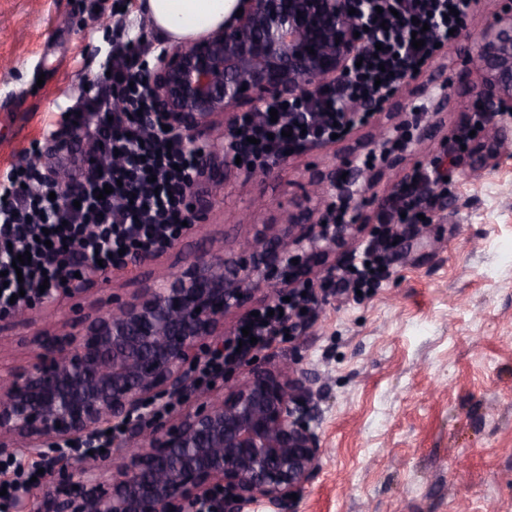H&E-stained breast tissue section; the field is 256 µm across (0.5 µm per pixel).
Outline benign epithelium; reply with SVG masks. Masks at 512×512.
Here are the masks:
<instances>
[{
    "mask_svg": "<svg viewBox=\"0 0 512 512\" xmlns=\"http://www.w3.org/2000/svg\"><path fill=\"white\" fill-rule=\"evenodd\" d=\"M361 3L368 0H237L217 30L160 52L145 82L157 115L192 140L219 116L233 123L242 104L336 81L362 44L354 37L363 29ZM478 68L475 97L511 111V7L487 20ZM318 188L321 220L302 224L290 214L274 233L241 241L233 256L207 247L112 309L36 337L39 357L11 371L0 390V456L50 455L48 489L22 495V512H185L218 489L219 512L292 506L290 494L314 478L322 455L309 424L310 379L294 364L268 370L244 354L249 375L216 395L196 388L197 406L174 425L150 403L187 390L189 368L222 349L224 318H247L256 291L273 298L310 279L362 230L336 223V205L357 210L373 201L371 177L334 167ZM117 426L125 427L128 460L110 471L89 468L100 459L98 435Z\"/></svg>",
    "mask_w": 512,
    "mask_h": 512,
    "instance_id": "1",
    "label": "benign epithelium"
}]
</instances>
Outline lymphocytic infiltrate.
Wrapping results in <instances>:
<instances>
[{
  "mask_svg": "<svg viewBox=\"0 0 512 512\" xmlns=\"http://www.w3.org/2000/svg\"><path fill=\"white\" fill-rule=\"evenodd\" d=\"M477 0H371L367 10L361 66L349 67L341 80L308 98L261 104L239 115L237 131L224 149L226 163H243L263 169L285 154L331 143L367 124L381 101L399 90L414 71L422 69L437 46L454 43V30L474 10ZM426 23L425 32L415 30ZM423 45L413 48V36ZM141 41L113 46L102 64L103 74L89 81L69 106V118L47 130L46 139L83 135L91 150L117 155V165L99 166L83 157L70 176L69 200L50 199L53 186L36 167L12 168L0 179V314L31 306L35 297L55 299L81 282L107 274L119 251L127 255H152L165 251L186 232L187 193L202 175L201 154L209 142H193L163 130L154 121L155 106L144 92L149 71L142 61ZM120 109H113V99ZM441 178L438 171L417 168L406 174L380 218L377 239L358 257L352 268L341 271L338 286L374 288L384 277L386 256L402 223L415 224L431 206L429 191ZM112 186V193L97 198V191ZM48 243H41V236ZM31 261L13 271L18 254ZM310 297L302 288L288 299L260 307L246 320L251 341L234 331L222 353L195 370L201 383L234 363L239 350L265 348L276 337L294 334L302 326V310Z\"/></svg>",
  "mask_w": 512,
  "mask_h": 512,
  "instance_id": "f902f5d3",
  "label": "lymphocytic infiltrate"
}]
</instances>
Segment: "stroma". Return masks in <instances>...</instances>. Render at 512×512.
<instances>
[{"label":"stroma","mask_w":512,"mask_h":512,"mask_svg":"<svg viewBox=\"0 0 512 512\" xmlns=\"http://www.w3.org/2000/svg\"><path fill=\"white\" fill-rule=\"evenodd\" d=\"M500 0H478L469 29L444 63L453 93L447 105L407 80L398 101L412 125L402 143L391 121L374 116L328 148L288 158L287 167L253 182L213 149L214 166L196 186L209 213L154 258L0 321V366L20 368L38 353L45 322L78 321L80 301L108 306L146 278L180 269L198 248H233L245 237L314 207L304 184L332 162L361 165L373 155L377 199L356 218L364 230L329 259L350 263L371 239L376 217L408 170L442 165L449 194L437 197L422 232L399 228L379 287L336 293L327 271L314 278L316 304L302 331L257 350L267 367L294 359L316 378L313 422L323 454L294 512H512V125L476 136L485 152L449 154L448 140L475 102L481 79L467 67L477 34ZM148 28L140 0H0V177L12 166L40 169L67 160L44 142L81 84L94 78L116 36Z\"/></svg>","instance_id":"stroma-1"}]
</instances>
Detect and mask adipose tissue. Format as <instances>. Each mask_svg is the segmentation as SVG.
Wrapping results in <instances>:
<instances>
[{
  "label": "adipose tissue",
  "mask_w": 512,
  "mask_h": 512,
  "mask_svg": "<svg viewBox=\"0 0 512 512\" xmlns=\"http://www.w3.org/2000/svg\"><path fill=\"white\" fill-rule=\"evenodd\" d=\"M236 0H143L152 28L171 39L186 41L219 28Z\"/></svg>",
  "instance_id": "obj_1"
}]
</instances>
